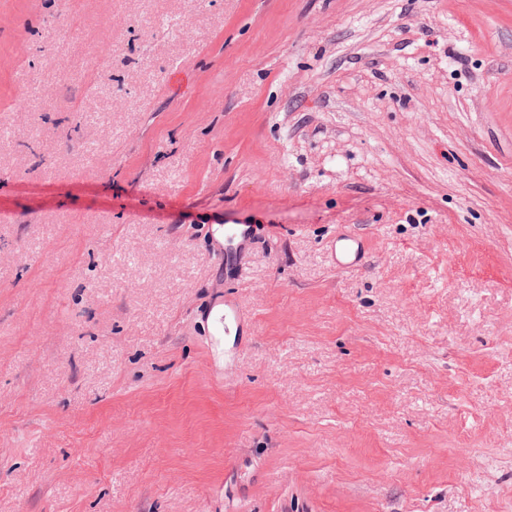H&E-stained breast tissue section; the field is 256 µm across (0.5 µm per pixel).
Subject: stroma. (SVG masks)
<instances>
[{
	"mask_svg": "<svg viewBox=\"0 0 512 512\" xmlns=\"http://www.w3.org/2000/svg\"><path fill=\"white\" fill-rule=\"evenodd\" d=\"M293 503L512 512V0H0V512ZM254 224H214L212 239L218 254L224 258V268H230L238 278L242 276L243 260L255 241ZM327 247L332 266L340 271H348L365 263V242L359 234L339 232L328 241ZM212 331L208 352L216 370H224V383H230L238 368L241 352L255 336L254 322L248 308L235 295L224 293L212 298L202 311Z\"/></svg>",
	"mask_w": 512,
	"mask_h": 512,
	"instance_id": "stroma-1",
	"label": "stroma"
}]
</instances>
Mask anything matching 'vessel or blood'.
<instances>
[{
    "instance_id": "1",
    "label": "vessel or blood",
    "mask_w": 512,
    "mask_h": 512,
    "mask_svg": "<svg viewBox=\"0 0 512 512\" xmlns=\"http://www.w3.org/2000/svg\"><path fill=\"white\" fill-rule=\"evenodd\" d=\"M211 235L225 267L233 270L234 274H241L244 257L255 241L254 225L216 224ZM327 247L330 262L338 270L362 266L366 260V247L361 235L338 233L329 240ZM202 316L212 325L208 339L211 361L216 370L223 372L225 381H232L241 352L255 334L252 316L240 298L230 294L213 297Z\"/></svg>"
}]
</instances>
